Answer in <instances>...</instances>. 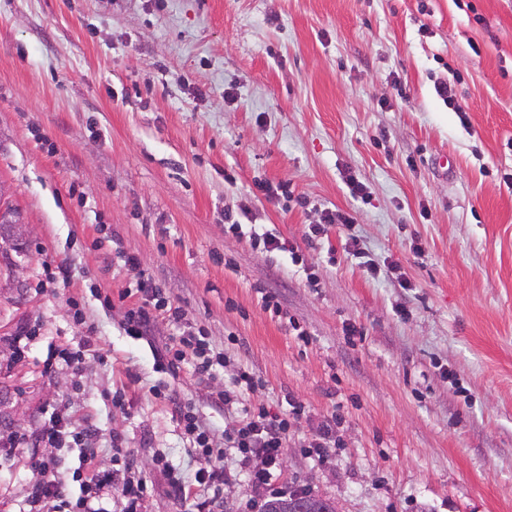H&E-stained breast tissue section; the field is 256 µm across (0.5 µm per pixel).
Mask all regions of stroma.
Instances as JSON below:
<instances>
[{
	"mask_svg": "<svg viewBox=\"0 0 512 512\" xmlns=\"http://www.w3.org/2000/svg\"><path fill=\"white\" fill-rule=\"evenodd\" d=\"M0 181L24 224L0 245V512H52L40 459L84 495L90 448L132 461L142 512H192L176 406L233 468L214 401L240 367L244 404L303 409L279 487L512 512V0H0ZM142 275L182 325L130 334ZM184 329L224 353L213 379L169 368ZM56 413L93 438L43 441Z\"/></svg>",
	"mask_w": 512,
	"mask_h": 512,
	"instance_id": "stroma-1",
	"label": "stroma"
}]
</instances>
